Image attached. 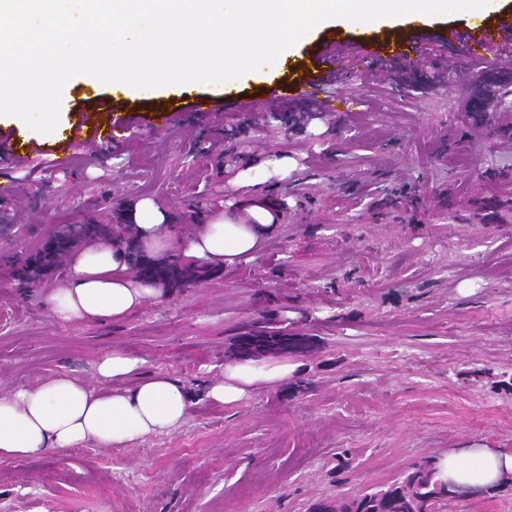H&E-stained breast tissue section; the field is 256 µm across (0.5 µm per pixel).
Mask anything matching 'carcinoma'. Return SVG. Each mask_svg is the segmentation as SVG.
Listing matches in <instances>:
<instances>
[{"label":"carcinoma","mask_w":512,"mask_h":512,"mask_svg":"<svg viewBox=\"0 0 512 512\" xmlns=\"http://www.w3.org/2000/svg\"><path fill=\"white\" fill-rule=\"evenodd\" d=\"M85 229L93 236L105 238H112L121 231L126 234L125 249L131 253L134 252L128 229L122 230L118 224H87ZM32 265H40L52 270L59 266V258L51 249L45 248L22 262L19 271L24 273ZM151 269L166 278L171 288H182L190 282L197 283L202 279L203 274L202 267L179 261H172L163 266L160 262L154 261ZM270 322L271 319L267 318L264 324L243 333L238 337L237 346H243V341L246 339L251 340V347L256 356L271 350L281 353L289 351L295 354L298 346L305 348L307 354L317 349L315 337L303 336L294 343L295 349L288 350L284 340L270 327ZM445 487V483L435 479L433 463L421 460L409 467L397 482L385 489L342 495L333 500L317 499L309 505V512H329L333 503L337 504V512H426L433 506V501L446 495Z\"/></svg>","instance_id":"carcinoma-1"}]
</instances>
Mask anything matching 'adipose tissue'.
I'll use <instances>...</instances> for the list:
<instances>
[{
	"label": "adipose tissue",
	"mask_w": 512,
	"mask_h": 512,
	"mask_svg": "<svg viewBox=\"0 0 512 512\" xmlns=\"http://www.w3.org/2000/svg\"><path fill=\"white\" fill-rule=\"evenodd\" d=\"M250 223L217 215L187 240L172 237L166 217L153 202H137V243L149 255L179 253L205 266L248 260L275 233L273 214L253 204ZM162 289L143 284L128 272L118 243L82 245L68 259L62 285L45 294V304L64 323L120 320ZM141 358L116 348L96 367L98 387L62 370L27 388L0 391V458L26 460L54 456L83 443L126 446L182 426L191 411L186 388L166 373L142 376ZM295 365L275 359L231 361L211 382L206 397L232 407L257 388L288 379ZM439 480L463 486H489L512 474V454L496 448L447 452L435 461Z\"/></svg>",
	"instance_id": "adipose-tissue-1"
}]
</instances>
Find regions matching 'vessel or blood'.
<instances>
[{
    "mask_svg": "<svg viewBox=\"0 0 512 512\" xmlns=\"http://www.w3.org/2000/svg\"><path fill=\"white\" fill-rule=\"evenodd\" d=\"M512 43V18L501 17L497 23L491 24L479 38L462 43V50L472 56L485 59L495 65H502L503 58L499 53L501 46ZM359 53L358 48L342 47L336 44L324 46L318 56L321 64L317 73L304 75L281 83L279 89L270 90L267 98L252 102L251 107L260 111L288 100H308L318 102L323 111L333 112L339 102L335 96H321L320 91L324 83L335 80L353 58ZM238 97L234 94L226 95L224 99L216 100L201 96L195 98L189 109L193 112H221L237 109ZM124 111L123 123L131 127L143 121L144 117H151L153 123L164 126L169 124L177 115L180 107L177 101H160L155 97L146 96L138 98L134 109L122 110L120 104L105 106L98 97H85L77 109V119L71 124V133L68 138L56 142L58 150L65 151L76 146L95 147L101 143L112 140L111 127L105 126L102 117L108 111Z\"/></svg>",
    "mask_w": 512,
    "mask_h": 512,
    "instance_id": "vessel-or-blood-1",
    "label": "vessel or blood"
}]
</instances>
